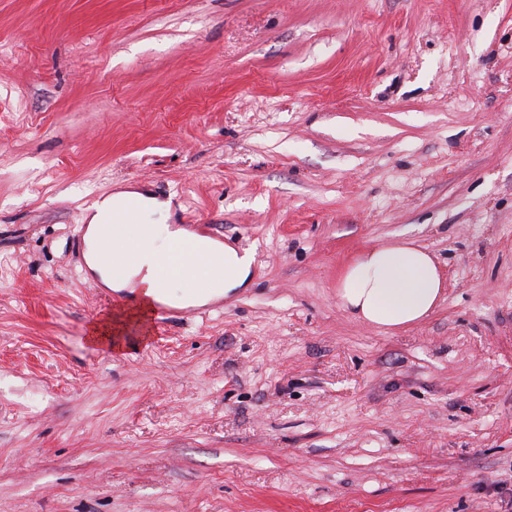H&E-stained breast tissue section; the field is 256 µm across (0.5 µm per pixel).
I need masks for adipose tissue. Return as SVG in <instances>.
I'll list each match as a JSON object with an SVG mask.
<instances>
[{
  "instance_id": "1",
  "label": "adipose tissue",
  "mask_w": 512,
  "mask_h": 512,
  "mask_svg": "<svg viewBox=\"0 0 512 512\" xmlns=\"http://www.w3.org/2000/svg\"><path fill=\"white\" fill-rule=\"evenodd\" d=\"M138 212L125 210L129 199ZM168 202L144 193L119 191L96 202L85 220L86 259L102 282L114 290L138 286L134 312L146 315L153 302L163 299L184 306L248 287L254 254L251 250L203 238L204 262L187 275L200 291L176 294V276L164 262L184 228L169 224ZM445 279L433 256L408 240L365 249L343 268L337 293L342 304L361 323L387 331L416 324L438 306Z\"/></svg>"
}]
</instances>
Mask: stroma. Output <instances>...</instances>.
<instances>
[{
	"label": "stroma",
	"instance_id": "35a3bbf8",
	"mask_svg": "<svg viewBox=\"0 0 512 512\" xmlns=\"http://www.w3.org/2000/svg\"><path fill=\"white\" fill-rule=\"evenodd\" d=\"M122 186L251 287L91 343ZM400 239L386 333L337 281ZM0 512H512V0H0ZM445 279L433 256L412 241L365 249L343 268L337 293L369 327L396 330L427 318L438 306Z\"/></svg>",
	"mask_w": 512,
	"mask_h": 512
}]
</instances>
